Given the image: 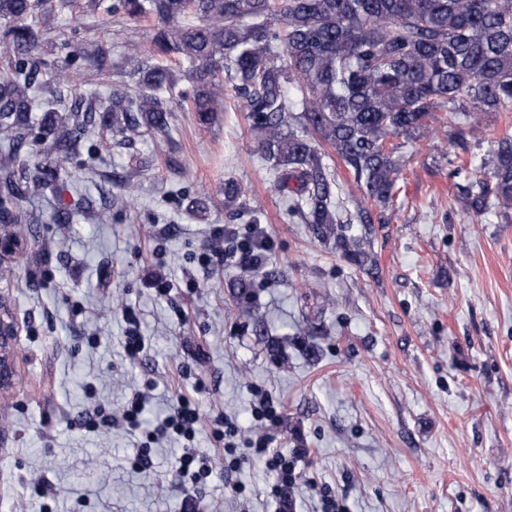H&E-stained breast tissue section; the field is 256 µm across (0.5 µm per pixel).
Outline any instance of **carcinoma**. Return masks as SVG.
Segmentation results:
<instances>
[{"label": "carcinoma", "instance_id": "1", "mask_svg": "<svg viewBox=\"0 0 512 512\" xmlns=\"http://www.w3.org/2000/svg\"><path fill=\"white\" fill-rule=\"evenodd\" d=\"M41 6L42 0H0L10 51V71L0 77V224L14 225L19 242L29 228L18 219L25 191L15 163L33 162L38 191L58 183L60 163L97 128L128 143L170 136L173 93L183 78L202 124L224 111L233 88L259 149L274 162L276 186L290 193L288 213L360 267L371 256L339 214L325 147L368 197L386 204L401 168L399 147L387 145L388 137L415 132L446 107L462 118L456 145L465 151L466 129L489 112L512 109V0H119L127 17L148 14L160 23L150 57L177 55L188 67L139 65L133 88L115 89L108 105L84 111L85 77L72 69L82 51L40 79L33 53L42 34L32 19ZM41 85L54 105L33 139L34 90ZM483 165L489 171L456 189L473 213L496 209L506 216L512 136L497 140ZM244 195L241 184L224 183V206L236 207Z\"/></svg>", "mask_w": 512, "mask_h": 512}]
</instances>
